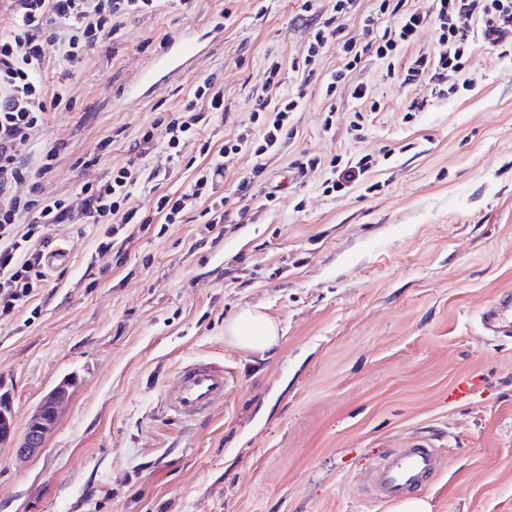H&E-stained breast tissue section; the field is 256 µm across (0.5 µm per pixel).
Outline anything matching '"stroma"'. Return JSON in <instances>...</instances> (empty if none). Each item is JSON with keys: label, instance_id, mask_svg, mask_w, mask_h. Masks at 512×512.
<instances>
[{"label": "stroma", "instance_id": "obj_1", "mask_svg": "<svg viewBox=\"0 0 512 512\" xmlns=\"http://www.w3.org/2000/svg\"><path fill=\"white\" fill-rule=\"evenodd\" d=\"M301 0H157L128 17L114 55L76 75L51 60L48 88L67 86L70 112L50 115L43 137L64 138L57 193L77 186L75 157L113 137L100 168L129 157L157 112L177 109L206 76L233 104L203 139L221 146L248 117L244 104L268 58L291 60L311 37ZM224 34L211 30L223 8ZM204 36L174 79L125 89L163 44ZM435 49L426 31L387 61L364 57L350 75L380 110L360 135L362 104L323 82L340 66L327 49L308 86L282 72V93L304 89L299 134L265 159L277 195L214 241L198 212L150 225L125 258L98 257L93 224L53 228L70 260L50 270L23 310L0 317V383L23 434L43 396L73 377L69 401L43 448L16 461L0 445V512H391L364 497L372 463L433 438L441 468L423 491L432 512H512V339L484 336L480 313L512 292V55L466 54L455 90L437 96L385 79L388 65ZM422 104L412 112V101ZM371 169L325 192V171L292 175L305 156ZM258 305L279 325L270 350L246 351L225 321ZM222 363V402L184 420L165 404L181 366ZM472 378L474 395L449 388Z\"/></svg>", "mask_w": 512, "mask_h": 512}]
</instances>
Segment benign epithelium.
Returning <instances> with one entry per match:
<instances>
[{
	"label": "benign epithelium",
	"instance_id": "obj_1",
	"mask_svg": "<svg viewBox=\"0 0 512 512\" xmlns=\"http://www.w3.org/2000/svg\"><path fill=\"white\" fill-rule=\"evenodd\" d=\"M68 396L69 387L65 383L50 390L34 411L23 436L18 439L13 428L11 396L9 392L0 390V443L16 441L15 450L19 457L34 454L43 447L47 432L56 423Z\"/></svg>",
	"mask_w": 512,
	"mask_h": 512
}]
</instances>
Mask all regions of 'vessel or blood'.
I'll return each mask as SVG.
<instances>
[{"instance_id":"b4317fda","label":"vessel or blood","mask_w":512,"mask_h":512,"mask_svg":"<svg viewBox=\"0 0 512 512\" xmlns=\"http://www.w3.org/2000/svg\"><path fill=\"white\" fill-rule=\"evenodd\" d=\"M198 54L197 40L187 36L172 40L156 57L153 66L139 75L137 83L149 84L161 73L173 76ZM479 323L486 335L512 338V293L504 294L497 303L487 307ZM227 382L222 366L203 360L186 364L180 370L178 385L167 396L168 407L179 418L201 416L223 400ZM440 464L434 445L425 439L417 440L407 452L378 457L365 494L382 502L416 494L438 472Z\"/></svg>"}]
</instances>
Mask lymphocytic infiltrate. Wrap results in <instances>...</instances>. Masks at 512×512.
<instances>
[{
    "mask_svg": "<svg viewBox=\"0 0 512 512\" xmlns=\"http://www.w3.org/2000/svg\"><path fill=\"white\" fill-rule=\"evenodd\" d=\"M155 2L0 0V21L6 27L0 35V315L22 309L43 287L52 244L47 225L102 226L98 244L102 256L119 241H131L136 232L149 227L153 217L178 224L186 209L196 205L202 208L208 231L223 233L225 225L242 223L259 196L256 180L264 172L265 157L282 151L298 134L294 116L300 99L281 93V64L274 60L245 104L249 127L216 150L202 142L200 151L209 155V162L182 195L158 196L154 216L142 215L133 204V189L159 180L168 165L179 163L184 140L200 139L216 114L230 112L224 88L214 78L198 81L178 110L156 117L143 128L123 165L92 175V168L111 152V139H103L97 154L77 160L82 177L74 194L53 195L49 180L68 144L62 139L46 142L36 155L30 147L44 130L49 112L73 109L74 102L64 91H49L40 79L50 61L48 47L59 46L69 73H76L90 54L110 51L118 44L127 16L152 13ZM356 15L361 18V32L354 36L346 21ZM387 16L394 17V25L380 28V20ZM463 17L481 23V37L460 25ZM427 30L432 31L437 49L411 56L398 73L400 86L444 89L478 40L496 56L512 54V43L505 39L506 32H512V0H436L434 13L425 15L408 8L407 0H375L368 11L362 10L361 0H335L331 17L314 28L291 68L303 80H311L319 56L337 46L341 65L324 83L325 95L331 98L365 56L395 57ZM152 151L162 154L165 163L147 172L137 159ZM245 153L255 160L249 175L239 179L232 195H221L225 171Z\"/></svg>",
    "mask_w": 512,
    "mask_h": 512,
    "instance_id": "lymphocytic-infiltrate-1",
    "label": "lymphocytic infiltrate"
}]
</instances>
